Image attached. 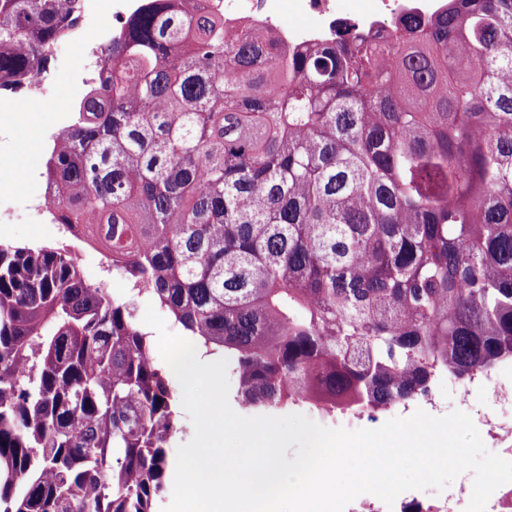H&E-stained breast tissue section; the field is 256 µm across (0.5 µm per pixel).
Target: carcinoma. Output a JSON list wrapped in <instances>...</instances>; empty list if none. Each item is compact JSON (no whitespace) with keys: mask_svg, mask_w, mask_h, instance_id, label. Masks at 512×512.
<instances>
[{"mask_svg":"<svg viewBox=\"0 0 512 512\" xmlns=\"http://www.w3.org/2000/svg\"><path fill=\"white\" fill-rule=\"evenodd\" d=\"M76 0H0V90ZM50 141L55 221L252 411H388L512 364V0L284 51L144 0ZM170 367L67 250L0 245V512H156ZM134 302H135V306H136V319H137L139 326L144 331L148 332L149 335H152L151 338H152L153 355H154L155 359L161 365H165L166 362L163 360V358L161 357L159 350H158V345H157L158 333H157L156 329H154L153 327H151L149 325H146L143 322V317H144L147 305L152 304V306L154 307V309L158 313V315L164 319V321L166 323V327L170 332L178 334L182 337H184V336H183L181 330L173 324L170 317L163 310H161L153 301H151L150 299H147L145 297H139L137 299H134Z\"/></svg>","mask_w":512,"mask_h":512,"instance_id":"carcinoma-1","label":"carcinoma"}]
</instances>
